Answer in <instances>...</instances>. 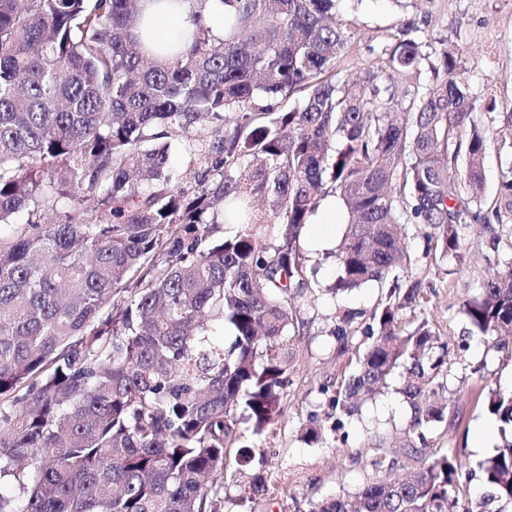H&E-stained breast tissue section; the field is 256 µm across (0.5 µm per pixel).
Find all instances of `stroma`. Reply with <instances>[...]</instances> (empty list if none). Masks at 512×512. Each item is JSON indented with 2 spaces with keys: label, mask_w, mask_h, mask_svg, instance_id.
<instances>
[{
  "label": "stroma",
  "mask_w": 512,
  "mask_h": 512,
  "mask_svg": "<svg viewBox=\"0 0 512 512\" xmlns=\"http://www.w3.org/2000/svg\"><path fill=\"white\" fill-rule=\"evenodd\" d=\"M339 16L356 42L338 64L345 78L359 77L374 66L366 45L385 42L408 24L417 28L429 58H437L447 47L456 51L470 92L481 103L474 118L489 137L485 180L488 193H495L504 157L498 129L502 113L512 110V0H340ZM336 210L338 218L325 244L313 242L311 223L300 238L302 256L313 273L311 286L300 299L298 318L304 327L291 342L284 410L261 434L248 435L249 463L228 465L222 512H310L323 498L357 492L373 478L370 461L376 448L398 455L407 445L410 411L395 390H386L365 403L358 415L345 419L348 442L344 445L336 440V416L320 392L322 385L335 383L345 364L336 355L331 334L337 315L347 310L371 312L381 294L375 283L329 293L338 275L332 253L348 220L344 204H337ZM405 247L413 271L425 275L430 288L426 314L448 345V405L455 416L440 423L436 444L456 452L473 467L502 443L495 430L486 436L483 447L475 445L480 426L491 420L476 401L477 389L486 381L512 390V362L476 341L466 353L457 350L468 326L459 308L480 287L490 253L488 236L480 226L467 228L460 262L450 259L437 264L426 258V241L414 230L409 231ZM313 415L323 429L324 439L318 443L301 437Z\"/></svg>",
  "instance_id": "1"
}]
</instances>
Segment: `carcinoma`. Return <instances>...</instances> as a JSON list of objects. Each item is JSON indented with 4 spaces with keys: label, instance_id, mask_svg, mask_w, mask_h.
Instances as JSON below:
<instances>
[{
    "label": "carcinoma",
    "instance_id": "cac0c4a2",
    "mask_svg": "<svg viewBox=\"0 0 512 512\" xmlns=\"http://www.w3.org/2000/svg\"><path fill=\"white\" fill-rule=\"evenodd\" d=\"M222 2L224 37L201 25L158 60L140 0H0V512H220L228 462L249 460L240 424L260 433L283 411L308 287L297 244L330 190L348 211L334 290L385 293L365 323L338 317V355L357 335L365 349L320 392L351 416L406 371L418 467L401 478L381 450L355 496L311 512H509L512 391L479 390L502 444L478 464L477 502L473 470L433 447L448 348L416 316L428 289L403 246L413 226L432 261L458 258L463 226L487 229L460 349L474 336L512 360V158L488 194L461 61L445 49L412 85L427 57L408 25L344 80L337 0ZM204 116L180 181L165 138ZM227 220L239 230L217 235Z\"/></svg>",
    "mask_w": 512,
    "mask_h": 512
}]
</instances>
